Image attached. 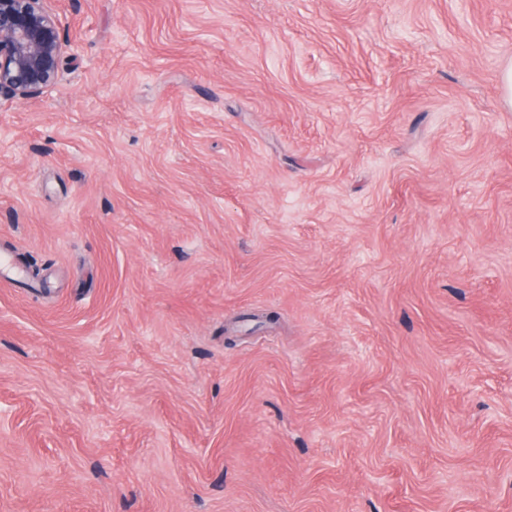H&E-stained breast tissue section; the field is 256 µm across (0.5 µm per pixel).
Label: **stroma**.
Wrapping results in <instances>:
<instances>
[{
	"instance_id": "obj_1",
	"label": "stroma",
	"mask_w": 512,
	"mask_h": 512,
	"mask_svg": "<svg viewBox=\"0 0 512 512\" xmlns=\"http://www.w3.org/2000/svg\"><path fill=\"white\" fill-rule=\"evenodd\" d=\"M48 6L0 512H512V0Z\"/></svg>"
}]
</instances>
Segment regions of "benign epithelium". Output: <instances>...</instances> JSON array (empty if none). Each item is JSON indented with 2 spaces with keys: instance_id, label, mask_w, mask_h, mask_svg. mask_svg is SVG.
I'll return each instance as SVG.
<instances>
[{
  "instance_id": "obj_1",
  "label": "benign epithelium",
  "mask_w": 512,
  "mask_h": 512,
  "mask_svg": "<svg viewBox=\"0 0 512 512\" xmlns=\"http://www.w3.org/2000/svg\"><path fill=\"white\" fill-rule=\"evenodd\" d=\"M47 0H0V98L28 99L55 85L68 41Z\"/></svg>"
}]
</instances>
